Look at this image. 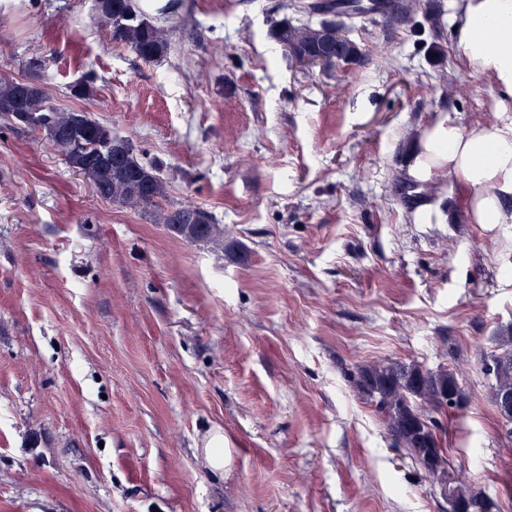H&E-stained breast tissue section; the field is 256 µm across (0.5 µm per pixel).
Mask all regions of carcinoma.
<instances>
[{"label":"carcinoma","instance_id":"1","mask_svg":"<svg viewBox=\"0 0 512 512\" xmlns=\"http://www.w3.org/2000/svg\"><path fill=\"white\" fill-rule=\"evenodd\" d=\"M304 8L348 18L363 13L357 0H325ZM95 20L111 31L114 43L130 48L145 62L158 61L167 54L169 30L153 23L139 0H106ZM274 35L285 53L296 60L324 54L330 56L328 65L348 66L361 56L346 24L334 19L322 20L317 27L284 22ZM0 120L43 132L54 150L72 169L86 176L101 197L130 207L152 204L157 207V223L166 227L176 220L194 224L202 228L203 242L224 234V228L204 209L160 207L167 185L159 168L142 162L134 147L125 145L111 125L88 112L52 104L41 84L0 75ZM497 340L499 353L481 357V364L484 372L494 378L491 398L498 406L502 398L512 399V329L503 331ZM353 380L374 406L396 445L426 475H431V458L445 457V448L439 434L440 422L424 414L420 405L427 404L438 414L450 409L465 410L470 395L459 384L455 372L443 365L430 369L419 364L378 362L358 366ZM477 499L483 504L481 512H489L490 504L481 493L465 484L455 485L453 500L458 508L453 512H468L466 505Z\"/></svg>","mask_w":512,"mask_h":512}]
</instances>
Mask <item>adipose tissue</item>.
Returning <instances> with one entry per match:
<instances>
[{"label":"adipose tissue","instance_id":"obj_1","mask_svg":"<svg viewBox=\"0 0 512 512\" xmlns=\"http://www.w3.org/2000/svg\"><path fill=\"white\" fill-rule=\"evenodd\" d=\"M456 43L475 74L488 75L512 97V0H459ZM447 166L450 181L468 188L475 224H512V116L491 126L439 121L428 132L415 167Z\"/></svg>","mask_w":512,"mask_h":512}]
</instances>
